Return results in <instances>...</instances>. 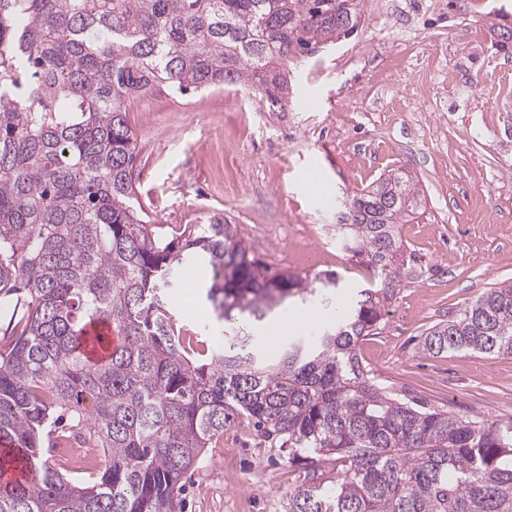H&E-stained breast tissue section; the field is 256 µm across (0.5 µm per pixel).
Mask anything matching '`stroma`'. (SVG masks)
<instances>
[{"label":"stroma","instance_id":"1","mask_svg":"<svg viewBox=\"0 0 512 512\" xmlns=\"http://www.w3.org/2000/svg\"><path fill=\"white\" fill-rule=\"evenodd\" d=\"M512 0H362L357 34L290 63L294 97L272 114L228 87L174 98L156 88L133 101L141 202L163 224L221 212L251 255L302 275L333 270L345 291L369 274L336 236L346 200L396 168L419 181L424 204L399 228L419 274L403 279L359 355L396 393L488 423L512 421V356L423 357L414 339L485 288L512 280ZM486 29L483 42L472 27ZM459 62L456 81L448 65ZM295 237L284 240L282 225ZM195 267L168 296L176 321L213 344L224 326L199 295ZM301 470L247 423L227 427L183 480V512H283Z\"/></svg>","mask_w":512,"mask_h":512}]
</instances>
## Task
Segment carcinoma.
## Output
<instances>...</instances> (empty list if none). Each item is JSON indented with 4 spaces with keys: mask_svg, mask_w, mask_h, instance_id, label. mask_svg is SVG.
Wrapping results in <instances>:
<instances>
[{
    "mask_svg": "<svg viewBox=\"0 0 512 512\" xmlns=\"http://www.w3.org/2000/svg\"><path fill=\"white\" fill-rule=\"evenodd\" d=\"M361 0H0V512H179L182 480L244 419L305 465L284 512H512V422L489 426L388 390L359 343L411 274L399 225L422 203L401 169L346 203L336 233L374 283L274 270L222 216L174 229L139 199L131 101L231 85L288 110V63L348 39ZM206 273L229 348L189 336L164 302ZM329 313L277 356L254 333L291 299ZM101 322L120 338L80 350ZM420 354L512 355V281L420 337ZM81 436L108 465L72 477L49 455ZM334 456L331 475L316 466ZM110 336L105 326H88L84 329L82 351L90 362H96L107 354V346L101 343L95 336Z\"/></svg>",
    "mask_w": 512,
    "mask_h": 512,
    "instance_id": "cac0c4a2",
    "label": "carcinoma"
}]
</instances>
